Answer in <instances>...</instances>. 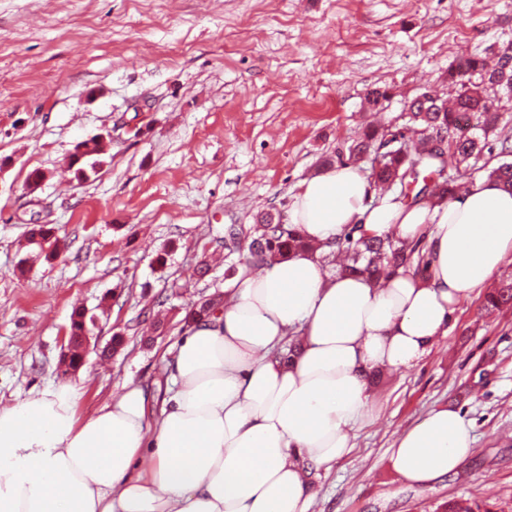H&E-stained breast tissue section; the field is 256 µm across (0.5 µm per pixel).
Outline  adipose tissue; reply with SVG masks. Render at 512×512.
I'll list each match as a JSON object with an SVG mask.
<instances>
[{"label": "adipose tissue", "mask_w": 512, "mask_h": 512, "mask_svg": "<svg viewBox=\"0 0 512 512\" xmlns=\"http://www.w3.org/2000/svg\"><path fill=\"white\" fill-rule=\"evenodd\" d=\"M371 193L358 167L325 169L298 185L284 221L317 245L355 224L424 238L429 278L332 276L305 254L238 265L223 307L166 360L158 420L131 385L80 419L70 384L0 409V512H308L309 472L349 452L374 373L429 354L456 304L512 256V192L496 182L410 207L370 206ZM473 445L457 410L436 409L397 437L392 467L426 484Z\"/></svg>", "instance_id": "1"}]
</instances>
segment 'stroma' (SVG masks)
<instances>
[{
  "label": "stroma",
  "instance_id": "1",
  "mask_svg": "<svg viewBox=\"0 0 512 512\" xmlns=\"http://www.w3.org/2000/svg\"><path fill=\"white\" fill-rule=\"evenodd\" d=\"M512 40V0H0V408L78 384L86 416L125 385L156 413L164 356L188 304L224 289V227L284 213L363 125L423 88L448 97L457 57ZM387 90L382 111L369 90ZM108 147L84 177L78 143ZM47 179L28 193L27 177ZM63 243L29 262L33 224ZM26 273H19V266ZM463 298L448 333L380 379L353 447L312 480L310 512H440L451 499L512 512V306ZM98 319L85 365L59 371L75 308ZM121 335L123 350L101 349ZM475 437L457 472L425 486L390 466L399 432L436 408Z\"/></svg>",
  "mask_w": 512,
  "mask_h": 512
}]
</instances>
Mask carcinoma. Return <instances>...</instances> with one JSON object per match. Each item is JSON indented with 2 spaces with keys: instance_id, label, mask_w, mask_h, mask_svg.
I'll return each instance as SVG.
<instances>
[{
  "instance_id": "cac0c4a2",
  "label": "carcinoma",
  "mask_w": 512,
  "mask_h": 512,
  "mask_svg": "<svg viewBox=\"0 0 512 512\" xmlns=\"http://www.w3.org/2000/svg\"><path fill=\"white\" fill-rule=\"evenodd\" d=\"M512 41L484 56H461L448 70V80L457 86L448 102L426 90L406 106L399 116L403 123L365 127L351 144L336 148V163L359 164L381 147L390 131L400 132L402 141L383 153L382 165L369 168V178L394 194V201L412 206L425 200L451 199L486 178L512 189V138L500 129L512 125ZM81 155H72L71 165L104 151L98 137L77 145ZM54 237L44 224L33 225L27 245L38 249V256L50 261L56 251L49 249ZM329 257L340 259L338 272L366 274L374 279L403 267L422 278L428 263L420 241L409 242L392 234L369 237L355 225L334 242ZM299 251H315L301 233L280 219L266 216L252 225L224 226V277L234 274L245 261L257 267L288 258ZM224 302V295H212L185 310L184 323L210 314ZM512 306V278L485 296L484 308L493 313ZM444 512H491L486 503L450 501Z\"/></svg>"
}]
</instances>
